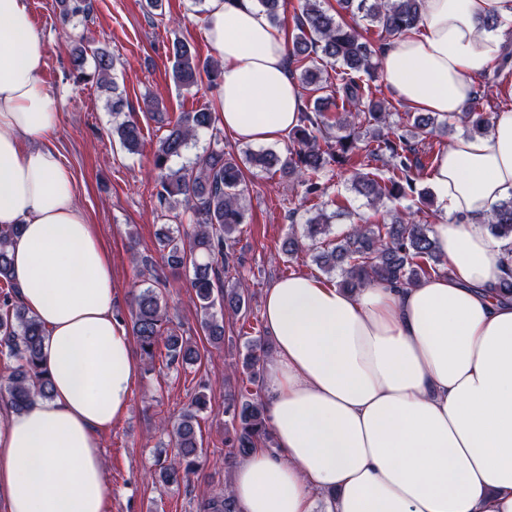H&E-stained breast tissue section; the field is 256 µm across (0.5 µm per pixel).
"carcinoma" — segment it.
<instances>
[{"label": "carcinoma", "instance_id": "cac0c4a2", "mask_svg": "<svg viewBox=\"0 0 512 512\" xmlns=\"http://www.w3.org/2000/svg\"><path fill=\"white\" fill-rule=\"evenodd\" d=\"M61 16L67 22L73 17L88 16L91 0H59ZM422 0H336V13L360 17L380 28L379 36L394 37L416 29L421 21ZM295 35L288 57L305 63L316 55L334 67L336 77L312 65L301 71V88L317 96L304 107L300 124L288 133L290 147L284 156L272 150L248 151L239 156L222 147L209 148L195 156L188 166L174 169L170 162L181 157L201 129L214 131L215 113L208 109L182 112L176 120L154 110L151 119L164 130L152 154V171L160 218L171 221L157 237L156 249L163 267L153 259H140L143 271L153 284L134 297L131 308L132 331L141 354L154 361L159 350H165L167 365L192 366L201 361L200 349L185 339L173 326L156 285L167 279L166 272L189 274L200 326L215 345L224 343V318L213 312L214 306L231 316L248 318L252 295L234 285L225 287L221 274L236 263L235 233L246 223L244 173L242 166L270 170L302 187L303 200L326 195V173L329 166H359L353 174L352 189L372 204L383 200L399 202L413 196L423 164L413 140L422 134H447L459 122L469 133L486 131L492 113L480 109V98L471 99L463 112L440 122L438 115L425 112H399L390 100L379 98L370 81L375 78V44L353 23H341L321 7V0H302ZM78 66L93 61V72L82 73L85 79L108 89H116L111 79L116 57L107 49L94 45L86 37L74 47ZM172 77L180 86L198 83L201 74L211 81L221 77L222 69L213 62L200 63L186 41L172 44ZM123 148L136 153L144 143L140 122L126 116L112 128ZM422 209L397 210L380 224L358 219L336 243L325 242L323 235L331 219L340 216L320 209L307 220L304 237L318 248L313 257L324 272L340 271L337 285L350 292L371 283L415 286L431 273L438 272L443 259L432 237L431 225L421 223ZM188 215L192 232L181 230L183 215ZM488 229L507 241L506 260L512 264V198L502 201L488 220ZM18 227L0 230V282L12 285L10 247ZM45 329L24 307L13 302L9 294L0 300V348L17 357L20 364L13 371L3 400L12 410H24L31 397L50 396L52 386L41 367ZM245 353L231 377L242 374L254 385L261 380L264 362L271 346L268 340L255 336L244 342ZM206 408L204 395H198L171 424L177 458L166 462L157 458L155 480L163 486L181 485L200 464L198 435L199 413ZM224 415L231 417L233 434L224 440L225 462L233 465L257 446L275 445L269 424L268 409L260 393L240 386L229 395ZM200 512H237L229 491L203 501Z\"/></svg>", "mask_w": 512, "mask_h": 512}]
</instances>
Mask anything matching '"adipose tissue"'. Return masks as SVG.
Here are the masks:
<instances>
[{"label":"adipose tissue","mask_w":512,"mask_h":512,"mask_svg":"<svg viewBox=\"0 0 512 512\" xmlns=\"http://www.w3.org/2000/svg\"><path fill=\"white\" fill-rule=\"evenodd\" d=\"M491 18L512 22V0H423L418 29L381 51L383 81L415 110L461 112L501 57ZM204 34L225 131L268 143L294 128L301 89L256 0H207ZM47 55L27 0H0V226L19 228L12 278L46 330L53 386L0 415V512H105L100 435L126 413L138 363L112 257L48 143ZM428 180L448 216L433 227L446 272L355 293L296 274L266 292L276 446L238 465L237 512H512V300L498 291L505 242L487 229L512 198V109L452 138Z\"/></svg>","instance_id":"1"}]
</instances>
